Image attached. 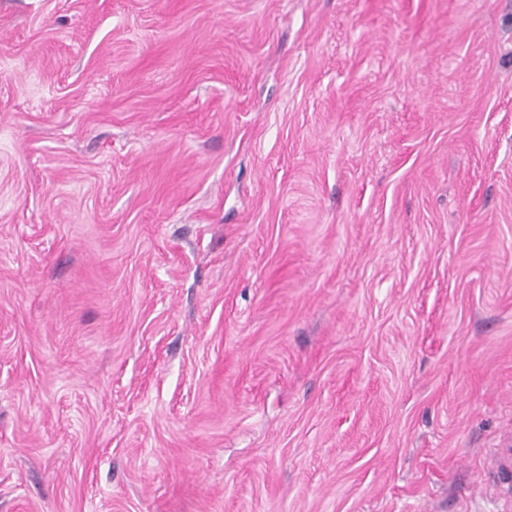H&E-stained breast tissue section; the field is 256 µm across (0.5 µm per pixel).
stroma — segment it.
<instances>
[{"mask_svg": "<svg viewBox=\"0 0 512 512\" xmlns=\"http://www.w3.org/2000/svg\"><path fill=\"white\" fill-rule=\"evenodd\" d=\"M512 0H0V512H512Z\"/></svg>", "mask_w": 512, "mask_h": 512, "instance_id": "1", "label": "stroma"}]
</instances>
